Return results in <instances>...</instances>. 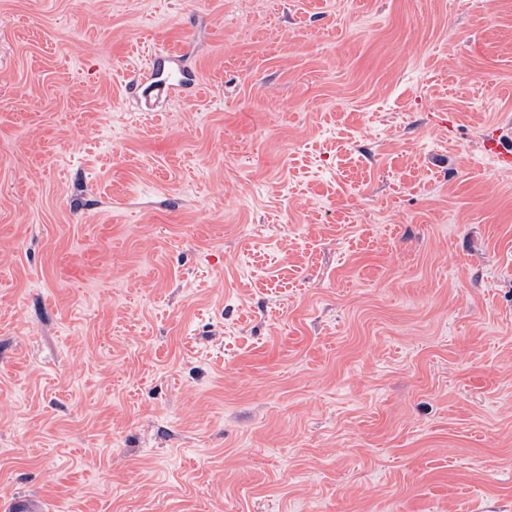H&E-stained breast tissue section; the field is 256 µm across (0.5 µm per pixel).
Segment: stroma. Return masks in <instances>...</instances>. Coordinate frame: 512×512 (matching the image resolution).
<instances>
[{"label": "stroma", "instance_id": "1", "mask_svg": "<svg viewBox=\"0 0 512 512\" xmlns=\"http://www.w3.org/2000/svg\"><path fill=\"white\" fill-rule=\"evenodd\" d=\"M495 127L512 0H0V501L512 512ZM157 59L162 64H155ZM166 60L179 65L177 58L158 56L132 78L135 100L141 112L160 111L175 94L190 83V75L183 67L174 63L166 65Z\"/></svg>", "mask_w": 512, "mask_h": 512}]
</instances>
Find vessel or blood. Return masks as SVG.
<instances>
[{
  "label": "vessel or blood",
  "mask_w": 512,
  "mask_h": 512,
  "mask_svg": "<svg viewBox=\"0 0 512 512\" xmlns=\"http://www.w3.org/2000/svg\"><path fill=\"white\" fill-rule=\"evenodd\" d=\"M189 81V73L176 64H148L132 79V88L140 111H160ZM483 150L498 167H512V149L504 147L498 135L486 136Z\"/></svg>",
  "instance_id": "vessel-or-blood-1"
}]
</instances>
